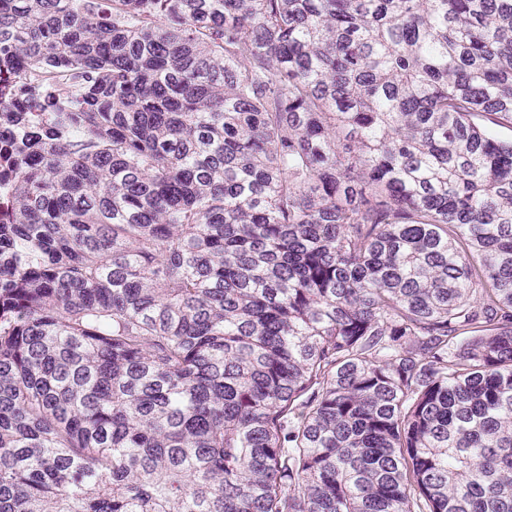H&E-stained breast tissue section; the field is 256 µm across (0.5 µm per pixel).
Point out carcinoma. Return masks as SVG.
I'll return each mask as SVG.
<instances>
[{"instance_id": "carcinoma-1", "label": "carcinoma", "mask_w": 512, "mask_h": 512, "mask_svg": "<svg viewBox=\"0 0 512 512\" xmlns=\"http://www.w3.org/2000/svg\"><path fill=\"white\" fill-rule=\"evenodd\" d=\"M512 0H0V512H512Z\"/></svg>"}]
</instances>
